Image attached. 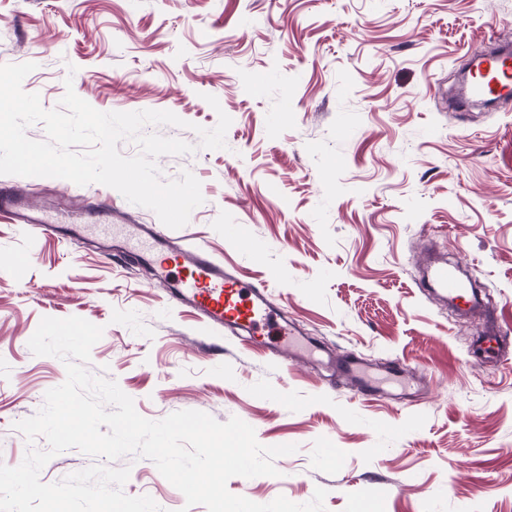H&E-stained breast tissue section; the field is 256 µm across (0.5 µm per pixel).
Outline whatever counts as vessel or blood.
Wrapping results in <instances>:
<instances>
[{
	"label": "vessel or blood",
	"instance_id": "1",
	"mask_svg": "<svg viewBox=\"0 0 512 512\" xmlns=\"http://www.w3.org/2000/svg\"><path fill=\"white\" fill-rule=\"evenodd\" d=\"M470 79L466 96L503 98L512 96V49L497 51L475 49L467 53ZM98 216L94 229L104 257L120 252L148 264L155 276L169 284V298L176 306L193 309L205 321L208 330L224 329L260 340L274 335L277 351L295 359L311 356L313 347L302 341L287 326L274 320L276 307L265 284L243 282L233 269L216 261L203 247L175 246L158 235L150 224H116L112 221V203L101 198L93 206ZM0 214L27 228L55 231L67 225L71 236L83 232L81 222L68 214H54L33 204L9 183H0ZM431 283L442 294L464 300L466 283L454 267L440 262L430 272ZM338 370L353 378L360 395H368L373 385L361 363L349 357L337 364Z\"/></svg>",
	"mask_w": 512,
	"mask_h": 512
}]
</instances>
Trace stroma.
Returning a JSON list of instances; mask_svg holds the SVG:
<instances>
[{"label": "stroma", "mask_w": 512, "mask_h": 512, "mask_svg": "<svg viewBox=\"0 0 512 512\" xmlns=\"http://www.w3.org/2000/svg\"><path fill=\"white\" fill-rule=\"evenodd\" d=\"M504 31L512 0H0V65H36L24 91L47 109L70 85L102 112H173L185 127L157 134L193 151L159 157L160 175L191 171L203 202L169 230L102 184L12 183L52 210L105 197L113 223L203 246L265 281L320 348L295 365L197 335L146 268L0 219V464L23 461L15 422L66 379L29 339L42 318L78 316L104 329L88 370L143 417L235 416L262 445H296L278 476L231 478L232 494L303 504L320 487L326 512H512V102L448 107L466 52ZM222 112L225 148H201L197 127ZM228 224L248 225L246 248ZM430 246L493 294L505 354L475 355L476 326L421 288ZM346 356L382 395L358 397L333 372ZM115 465L130 469L127 495L207 512L152 461ZM377 485L390 494L370 497Z\"/></svg>", "instance_id": "obj_1"}]
</instances>
